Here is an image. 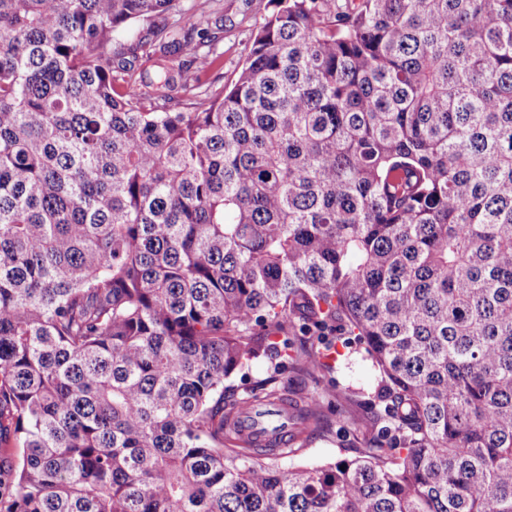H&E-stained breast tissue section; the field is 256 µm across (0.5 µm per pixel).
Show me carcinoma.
Here are the masks:
<instances>
[{"label": "carcinoma", "mask_w": 512, "mask_h": 512, "mask_svg": "<svg viewBox=\"0 0 512 512\" xmlns=\"http://www.w3.org/2000/svg\"><path fill=\"white\" fill-rule=\"evenodd\" d=\"M270 2L227 91L188 0H0V512H512V0ZM333 323L393 426L284 467L225 382Z\"/></svg>", "instance_id": "cac0c4a2"}]
</instances>
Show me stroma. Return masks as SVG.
Wrapping results in <instances>:
<instances>
[{
	"instance_id": "obj_1",
	"label": "stroma",
	"mask_w": 512,
	"mask_h": 512,
	"mask_svg": "<svg viewBox=\"0 0 512 512\" xmlns=\"http://www.w3.org/2000/svg\"><path fill=\"white\" fill-rule=\"evenodd\" d=\"M211 11L213 32L219 33L217 45L223 51L225 83L236 81L250 47L256 22L267 15L270 0H198ZM376 372L369 360L355 354L338 358L329 369L310 375L297 369H285L276 381L282 397L293 413L310 410L315 399H322L321 425L308 437L297 440V453L282 458V465H317L342 458H353L370 447L373 433L367 429L368 408L347 401L354 389L373 392Z\"/></svg>"
}]
</instances>
